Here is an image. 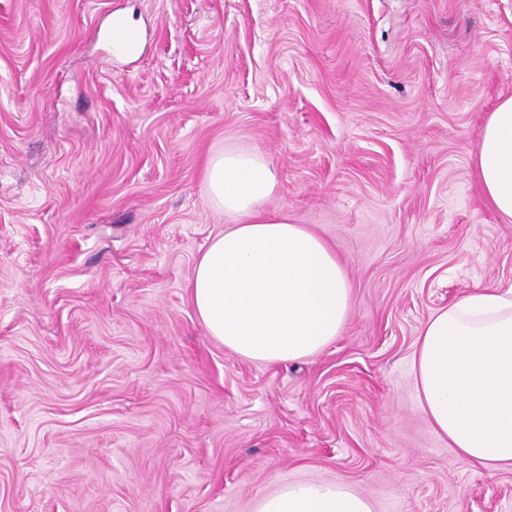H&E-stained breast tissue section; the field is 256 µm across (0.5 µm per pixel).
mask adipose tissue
<instances>
[{
    "instance_id": "1",
    "label": "adipose tissue",
    "mask_w": 512,
    "mask_h": 512,
    "mask_svg": "<svg viewBox=\"0 0 512 512\" xmlns=\"http://www.w3.org/2000/svg\"><path fill=\"white\" fill-rule=\"evenodd\" d=\"M490 204L512 218V97L490 114L475 160ZM210 200L232 217L194 267L190 300L208 335L235 356L267 364L312 356L348 318L345 269L318 235L266 213L275 176L258 154L227 150L204 170ZM420 405L434 431L473 467L512 471V298L463 296L423 326L413 358ZM254 512H374L342 483L299 481Z\"/></svg>"
}]
</instances>
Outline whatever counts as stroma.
Returning a JSON list of instances; mask_svg holds the SVG:
<instances>
[{"label":"stroma","mask_w":512,"mask_h":512,"mask_svg":"<svg viewBox=\"0 0 512 512\" xmlns=\"http://www.w3.org/2000/svg\"><path fill=\"white\" fill-rule=\"evenodd\" d=\"M116 14L143 42L110 65ZM508 97L512 0H0V512H253L296 480L512 512L412 367L433 314L512 291L474 169ZM226 150L345 268L348 319L303 360L234 356L189 301Z\"/></svg>","instance_id":"35a3bbf8"}]
</instances>
